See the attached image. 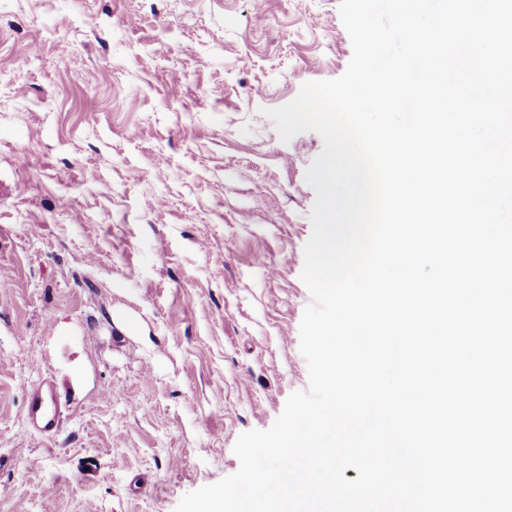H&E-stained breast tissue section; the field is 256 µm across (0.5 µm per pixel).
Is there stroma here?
Returning a JSON list of instances; mask_svg holds the SVG:
<instances>
[{
  "label": "stroma",
  "mask_w": 512,
  "mask_h": 512,
  "mask_svg": "<svg viewBox=\"0 0 512 512\" xmlns=\"http://www.w3.org/2000/svg\"><path fill=\"white\" fill-rule=\"evenodd\" d=\"M351 57L339 0H0V512H174L308 389L323 140L262 111ZM26 420L30 428L42 436L55 434L60 423V402L53 381L44 379L30 386Z\"/></svg>",
  "instance_id": "obj_1"
}]
</instances>
